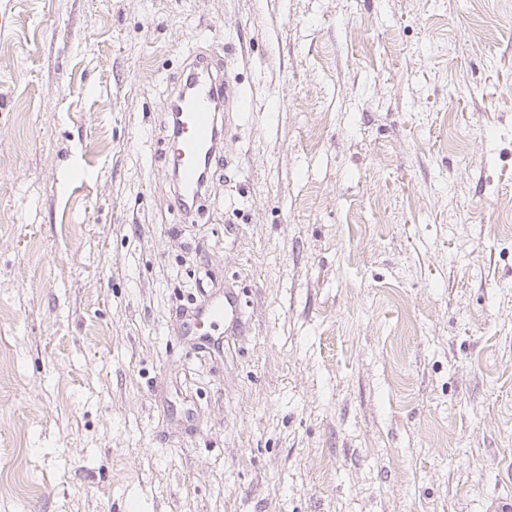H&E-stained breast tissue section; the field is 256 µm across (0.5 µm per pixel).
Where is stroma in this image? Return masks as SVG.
I'll use <instances>...</instances> for the list:
<instances>
[{
    "mask_svg": "<svg viewBox=\"0 0 512 512\" xmlns=\"http://www.w3.org/2000/svg\"><path fill=\"white\" fill-rule=\"evenodd\" d=\"M200 280L246 335H186ZM0 355V512L512 504V0H0ZM189 60L176 83L169 109L172 133L168 164L175 182L172 205L180 212L186 211L188 203L199 205L206 197L209 166L214 155L217 159L222 152L219 145L223 127L224 134L233 116L239 117L247 106L227 59L197 53Z\"/></svg>",
    "mask_w": 512,
    "mask_h": 512,
    "instance_id": "obj_1",
    "label": "stroma"
}]
</instances>
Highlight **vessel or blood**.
<instances>
[{
    "mask_svg": "<svg viewBox=\"0 0 512 512\" xmlns=\"http://www.w3.org/2000/svg\"><path fill=\"white\" fill-rule=\"evenodd\" d=\"M247 106L227 59L193 55L183 69L170 103L178 119V131L170 135L171 167L175 190L172 205L186 209L188 203H201L209 189V167L220 155L224 128ZM244 307L239 297L225 295L200 308L196 320L202 324L223 323L237 329L244 323Z\"/></svg>",
    "mask_w": 512,
    "mask_h": 512,
    "instance_id": "b4317fda",
    "label": "vessel or blood"
}]
</instances>
